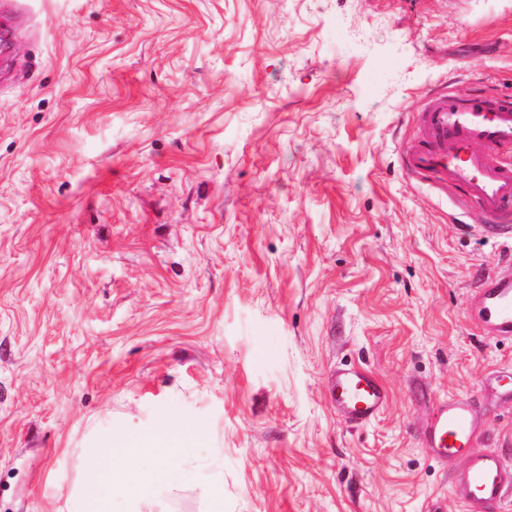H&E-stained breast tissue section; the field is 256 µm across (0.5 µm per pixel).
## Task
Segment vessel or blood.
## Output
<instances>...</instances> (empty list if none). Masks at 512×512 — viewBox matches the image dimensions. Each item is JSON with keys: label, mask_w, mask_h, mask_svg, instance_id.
Returning <instances> with one entry per match:
<instances>
[{"label": "vessel or blood", "mask_w": 512, "mask_h": 512, "mask_svg": "<svg viewBox=\"0 0 512 512\" xmlns=\"http://www.w3.org/2000/svg\"><path fill=\"white\" fill-rule=\"evenodd\" d=\"M418 131L407 143L401 167L411 177L463 189L485 220L492 237L512 235V159L500 149L512 146V99L445 90L429 92L417 114ZM475 318L486 334L512 339V266L489 275L476 297ZM328 397L347 423L375 420L389 403L387 388L369 371L336 368ZM485 427L464 398L437 406L426 430V445L442 459L462 457L452 491L467 512H505L512 503V463L493 452L475 450Z\"/></svg>", "instance_id": "b4317fda"}]
</instances>
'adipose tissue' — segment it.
<instances>
[{
  "mask_svg": "<svg viewBox=\"0 0 512 512\" xmlns=\"http://www.w3.org/2000/svg\"><path fill=\"white\" fill-rule=\"evenodd\" d=\"M198 428L189 422L172 417L160 426L151 442V450L157 461L151 478L155 481L172 480L176 469L170 460L179 446L180 441L198 440ZM141 447V441L133 434L127 433L108 442L105 448L87 456L83 463L84 480L80 493L81 512H109L101 495V486L114 473L117 459L133 461Z\"/></svg>",
  "mask_w": 512,
  "mask_h": 512,
  "instance_id": "adipose-tissue-1",
  "label": "adipose tissue"
}]
</instances>
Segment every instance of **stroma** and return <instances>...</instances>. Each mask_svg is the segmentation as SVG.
<instances>
[{
	"label": "stroma",
	"mask_w": 512,
	"mask_h": 512,
	"mask_svg": "<svg viewBox=\"0 0 512 512\" xmlns=\"http://www.w3.org/2000/svg\"><path fill=\"white\" fill-rule=\"evenodd\" d=\"M0 57V512H79L112 431L199 425L161 512H465L422 430L512 459V241L410 179L409 113L512 98V0H27ZM388 388L350 426L327 393ZM475 318L486 334L512 339V262L478 288ZM327 393L338 416L353 425L375 420L389 403L387 388L371 372L350 365L336 367Z\"/></svg>",
	"instance_id": "35a3bbf8"
}]
</instances>
